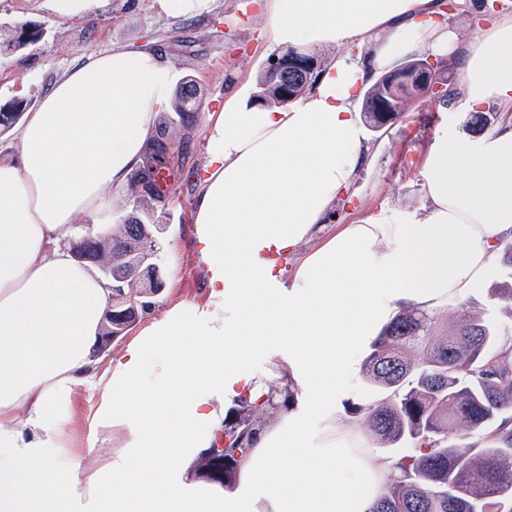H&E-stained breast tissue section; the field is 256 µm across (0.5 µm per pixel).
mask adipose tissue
<instances>
[{"label": "adipose tissue", "instance_id": "ef3b65f1", "mask_svg": "<svg viewBox=\"0 0 512 512\" xmlns=\"http://www.w3.org/2000/svg\"><path fill=\"white\" fill-rule=\"evenodd\" d=\"M259 8L280 48L368 57H338L286 108L233 94L209 114L193 219L210 298L149 316L118 356L92 355L108 284L75 260V227L110 214L143 164L175 69L149 49L87 56L19 127L16 159L0 160V512H369L390 465L336 414L367 338L400 306L468 295L512 242V15L464 40L442 0ZM416 54L454 59L464 105L495 102L506 118L478 136L438 127L424 211L384 208L321 234L373 157L359 92ZM290 384L295 403L254 435L236 487L183 483L231 409ZM81 388L98 403L80 432Z\"/></svg>", "mask_w": 512, "mask_h": 512}]
</instances>
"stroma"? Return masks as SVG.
I'll use <instances>...</instances> for the list:
<instances>
[{
    "label": "stroma",
    "instance_id": "35a3bbf8",
    "mask_svg": "<svg viewBox=\"0 0 512 512\" xmlns=\"http://www.w3.org/2000/svg\"><path fill=\"white\" fill-rule=\"evenodd\" d=\"M21 29L35 32L36 38L20 50L0 53V107L20 102L34 110L73 65L117 46L153 49L173 65L181 81L195 86L192 111L170 108L164 114L176 137L170 145L165 210L134 208L127 188L112 209V221L121 223L134 213L164 227V289L154 299L155 310L181 300L206 302L210 288L198 264L192 218L205 175L206 118L223 109L229 94L251 97L269 59L280 53L254 0H210L203 11L183 17L159 13L153 0H95L87 15L72 19L58 17L49 0H0V39ZM447 116L446 105L424 97L410 103L389 128L369 131L376 155L357 177L352 204L334 209L328 224H347L387 207L422 208V162Z\"/></svg>",
    "mask_w": 512,
    "mask_h": 512
}]
</instances>
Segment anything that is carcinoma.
Segmentation results:
<instances>
[{
  "label": "carcinoma",
  "instance_id": "cac0c4a2",
  "mask_svg": "<svg viewBox=\"0 0 512 512\" xmlns=\"http://www.w3.org/2000/svg\"><path fill=\"white\" fill-rule=\"evenodd\" d=\"M404 62L406 82L394 87L390 71L367 89L365 122L382 129L398 119L425 89ZM319 74L283 83L266 68L256 93L259 104L278 106L281 88L291 102L311 89ZM498 112H474L468 129L486 131ZM168 125L160 119L145 164L135 171L138 203L163 207L167 190L156 176L168 162ZM92 249L98 264L112 271V287L140 292L141 273L154 264L153 227L135 216L119 231L102 232L74 243ZM448 330L439 331V312L398 311L372 342L363 380L375 401L356 405L373 445L391 461L383 491L369 512H512V340L503 339L494 320L464 304L449 308ZM295 388L270 389L262 405L240 403L235 423L224 428L229 447L246 455L249 437L282 407L294 402ZM475 437L477 442L468 439Z\"/></svg>",
  "mask_w": 512,
  "mask_h": 512
}]
</instances>
